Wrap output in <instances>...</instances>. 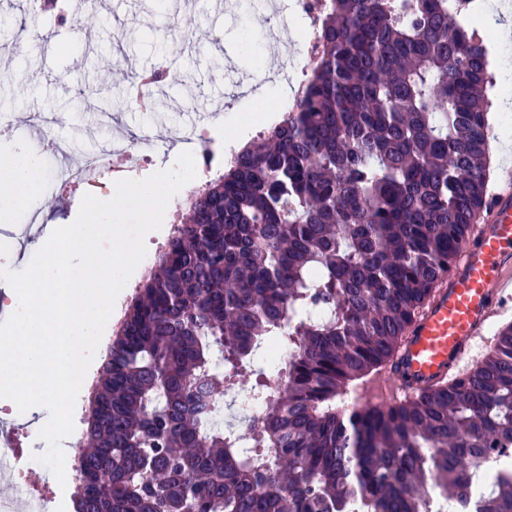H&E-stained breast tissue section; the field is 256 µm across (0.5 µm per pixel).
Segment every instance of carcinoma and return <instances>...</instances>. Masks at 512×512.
Instances as JSON below:
<instances>
[{
	"label": "carcinoma",
	"mask_w": 512,
	"mask_h": 512,
	"mask_svg": "<svg viewBox=\"0 0 512 512\" xmlns=\"http://www.w3.org/2000/svg\"><path fill=\"white\" fill-rule=\"evenodd\" d=\"M316 56L280 120L186 203L92 384L74 512H422L512 449V323L463 376L350 412L398 367L489 180L488 38L448 0H316ZM288 349L283 385L265 350ZM246 433L206 429L242 374ZM488 512H512V476ZM369 385L370 383L368 384V387L366 389H364L363 386L350 387L348 390V394L342 398L343 400L340 403L347 404L348 408L351 409L353 404L356 403L354 395H358L360 397V403L364 402L367 399H371L373 403H379L381 405H390L395 403V401L389 395L376 393L372 391L369 388Z\"/></svg>",
	"instance_id": "carcinoma-1"
}]
</instances>
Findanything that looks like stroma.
Masks as SVG:
<instances>
[{
	"label": "stroma",
	"instance_id": "35a3bbf8",
	"mask_svg": "<svg viewBox=\"0 0 512 512\" xmlns=\"http://www.w3.org/2000/svg\"><path fill=\"white\" fill-rule=\"evenodd\" d=\"M63 2L65 22L33 25L31 44L0 59V69L20 75L15 83L0 81V101L10 105L12 118L9 130L0 131V152L24 151L43 170L58 159L45 138L30 135L28 128L47 114L60 119L57 133L70 144L67 160L73 165L115 131L133 135L151 128L156 148L150 164L136 171L139 179L164 168L174 151V130L200 113L210 115L211 138L232 147L237 134L224 126V101L239 82L265 67L269 51L303 52L309 31L308 19L289 12L271 49L264 40L269 15L262 9L244 15L220 0H198L192 8L183 0H108L85 12L79 0ZM118 62L131 66L136 76L166 65L181 81L157 94L145 112L130 104V81L106 80ZM85 193L81 185L63 186L38 193L22 209L9 206L0 193V225L22 230L18 239L0 241V266L23 269L48 227L75 220Z\"/></svg>",
	"mask_w": 512,
	"mask_h": 512
}]
</instances>
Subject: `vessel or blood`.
<instances>
[{"label":"vessel or blood","mask_w":512,"mask_h":512,"mask_svg":"<svg viewBox=\"0 0 512 512\" xmlns=\"http://www.w3.org/2000/svg\"><path fill=\"white\" fill-rule=\"evenodd\" d=\"M512 171L489 192L470 226L450 276L438 284L411 324L394 375L403 395L449 376L500 311L512 287Z\"/></svg>","instance_id":"1"}]
</instances>
